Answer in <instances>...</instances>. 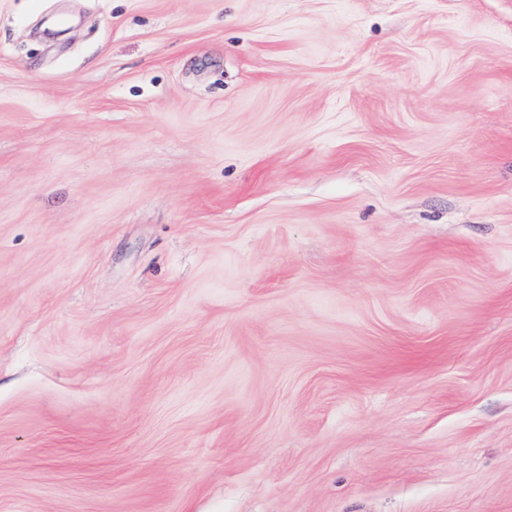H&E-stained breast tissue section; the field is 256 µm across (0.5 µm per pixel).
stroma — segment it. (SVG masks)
Here are the masks:
<instances>
[{
	"mask_svg": "<svg viewBox=\"0 0 512 512\" xmlns=\"http://www.w3.org/2000/svg\"><path fill=\"white\" fill-rule=\"evenodd\" d=\"M0 512H512V0H0Z\"/></svg>",
	"mask_w": 512,
	"mask_h": 512,
	"instance_id": "obj_1",
	"label": "stroma"
}]
</instances>
